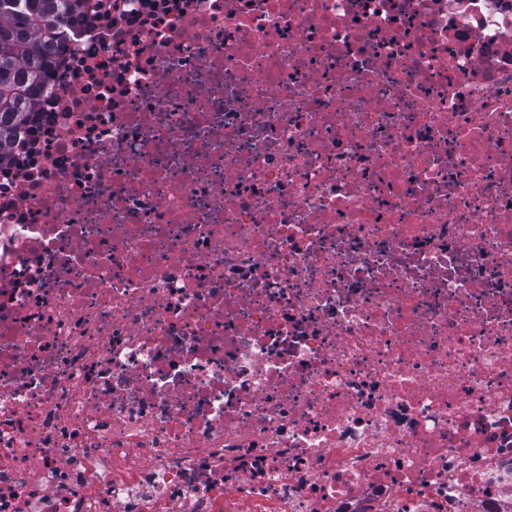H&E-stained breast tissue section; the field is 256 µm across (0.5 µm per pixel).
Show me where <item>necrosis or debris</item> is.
Wrapping results in <instances>:
<instances>
[{
	"mask_svg": "<svg viewBox=\"0 0 512 512\" xmlns=\"http://www.w3.org/2000/svg\"><path fill=\"white\" fill-rule=\"evenodd\" d=\"M0 161V512H512V0H89Z\"/></svg>",
	"mask_w": 512,
	"mask_h": 512,
	"instance_id": "4bbe7bcc",
	"label": "necrosis or debris"
}]
</instances>
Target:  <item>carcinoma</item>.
<instances>
[{
    "label": "carcinoma",
    "instance_id": "obj_1",
    "mask_svg": "<svg viewBox=\"0 0 512 512\" xmlns=\"http://www.w3.org/2000/svg\"><path fill=\"white\" fill-rule=\"evenodd\" d=\"M85 9L86 0H0V161L48 86L50 46Z\"/></svg>",
    "mask_w": 512,
    "mask_h": 512
}]
</instances>
